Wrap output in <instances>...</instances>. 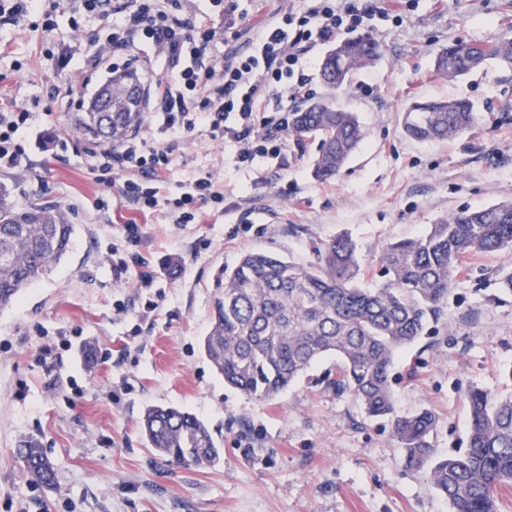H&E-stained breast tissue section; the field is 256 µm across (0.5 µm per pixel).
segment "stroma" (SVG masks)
I'll use <instances>...</instances> for the list:
<instances>
[{
  "mask_svg": "<svg viewBox=\"0 0 512 512\" xmlns=\"http://www.w3.org/2000/svg\"><path fill=\"white\" fill-rule=\"evenodd\" d=\"M281 0H255L234 29L216 19L218 37L245 48L247 31ZM45 31L40 15L0 22V108L27 105L42 115L43 146L28 169L0 172L17 207H61L75 226L62 262L0 309V512H453L419 472L408 468L387 421L368 418L325 379L335 357L313 365L287 390L259 401L225 386L201 349L216 284L247 251L310 260L316 242L349 235L365 278H378L386 247L422 233L463 208L512 201V71L496 64L448 82L436 55L464 36H512V0H416L402 27L374 32L375 64L349 82L321 80L327 47L310 57L317 102L356 113L361 147L339 174L312 173L316 145L288 135L281 164L237 166L232 148L194 132L176 138L160 196L179 195L188 177L214 174L220 205L200 223L176 224L166 207L142 213L87 168L85 138L71 129L74 103H89L107 80L81 85L69 74L107 18L73 30L66 13ZM70 92L72 107L59 100ZM466 97L477 122L460 138L420 142L404 131L418 103ZM70 142L54 147L56 135ZM136 221L130 244L123 226ZM512 251L479 257L455 280L442 321L400 352L392 368L398 413L431 409L437 455L467 447L466 393H491L512 370V293L497 274ZM153 277L151 287L142 275ZM151 406L188 411L212 431L218 463L173 468L151 448L140 421ZM34 439L57 482L45 486L22 468L16 450Z\"/></svg>",
  "mask_w": 512,
  "mask_h": 512,
  "instance_id": "stroma-1",
  "label": "stroma"
}]
</instances>
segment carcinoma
I'll return each mask as SVG.
<instances>
[{
    "label": "carcinoma",
    "mask_w": 512,
    "mask_h": 512,
    "mask_svg": "<svg viewBox=\"0 0 512 512\" xmlns=\"http://www.w3.org/2000/svg\"><path fill=\"white\" fill-rule=\"evenodd\" d=\"M378 56L368 39L342 42L325 56L322 79L340 86ZM490 61L512 70V40L459 38L436 56L434 71L458 80ZM136 80L131 72L112 73L88 111L75 115V132L113 145L140 126L143 104L130 92ZM106 97L113 111L100 112L99 99ZM475 120L465 99L430 101L407 112L404 129L420 141L444 140L468 132ZM290 130L318 142L313 172L324 179L335 176L364 139L355 113L327 104L291 113ZM73 234L61 208L35 203L18 210L0 189V309L52 272ZM502 249L512 250V202L460 210L390 244L381 257V282L371 288L359 284L356 245L346 234L317 246L307 263L246 252L224 270L204 353L225 385L261 400L288 389L322 358L336 356V376L327 385L349 394L368 417L391 422L406 466L423 473L453 512H498L499 490L512 483V370L501 391H470L469 447L446 457L433 448L437 422L430 411L397 413L390 375L397 354L443 317L464 260ZM142 431L176 467L208 466L220 456L208 427L188 411L151 408ZM17 456L32 479L45 486L56 482L36 441L20 445Z\"/></svg>",
    "instance_id": "1"
}]
</instances>
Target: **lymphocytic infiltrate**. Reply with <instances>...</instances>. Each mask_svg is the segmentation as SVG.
Masks as SVG:
<instances>
[{
  "instance_id": "1",
  "label": "lymphocytic infiltrate",
  "mask_w": 512,
  "mask_h": 512,
  "mask_svg": "<svg viewBox=\"0 0 512 512\" xmlns=\"http://www.w3.org/2000/svg\"><path fill=\"white\" fill-rule=\"evenodd\" d=\"M415 0H289L282 15L254 29L249 51L221 48L208 15L180 16V0H70L71 14L107 16L112 33L92 41L73 68L75 81L110 66L114 51L129 52V64L140 63L137 51L150 47L168 58L171 74L148 87L157 125L192 133L203 128L211 140L234 147L239 164L275 160L287 147L291 104L311 95L309 53L336 38L382 29L384 21L401 27ZM38 113L23 106L0 111V171L27 167L28 155L18 137L38 126ZM88 165L99 183L122 180L124 198L145 212L157 204L156 182L170 164L167 148L134 130L111 147L86 148ZM212 174L195 178L182 193L175 223L194 224L210 201L219 199Z\"/></svg>"
}]
</instances>
